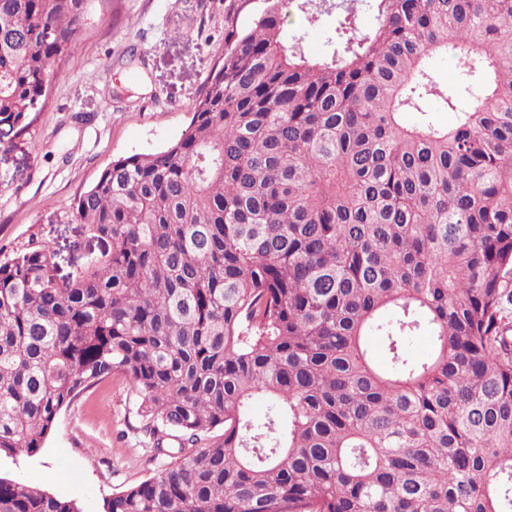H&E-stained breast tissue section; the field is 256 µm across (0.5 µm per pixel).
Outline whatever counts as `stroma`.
<instances>
[{"label":"stroma","mask_w":512,"mask_h":512,"mask_svg":"<svg viewBox=\"0 0 512 512\" xmlns=\"http://www.w3.org/2000/svg\"><path fill=\"white\" fill-rule=\"evenodd\" d=\"M263 0H92L78 51L49 84L44 111L21 135L0 134V260L49 245L60 274L90 249L71 222L73 199L113 159L178 140L206 79L224 54V25L248 27ZM336 16L308 24L288 13V35L321 56ZM140 398L115 374L64 408L42 450L0 456V476L103 512L106 499L153 477Z\"/></svg>","instance_id":"1"}]
</instances>
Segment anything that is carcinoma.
Returning a JSON list of instances; mask_svg holds the SVG:
<instances>
[{
    "label": "carcinoma",
    "mask_w": 512,
    "mask_h": 512,
    "mask_svg": "<svg viewBox=\"0 0 512 512\" xmlns=\"http://www.w3.org/2000/svg\"><path fill=\"white\" fill-rule=\"evenodd\" d=\"M88 2L0 0V126L44 110ZM287 4L228 25L177 141L75 199L97 249L73 271L0 261V454L121 374L180 448L104 512H512V0H372L320 57ZM441 55L483 77L464 109ZM0 512L81 509L0 477Z\"/></svg>",
    "instance_id": "obj_1"
}]
</instances>
